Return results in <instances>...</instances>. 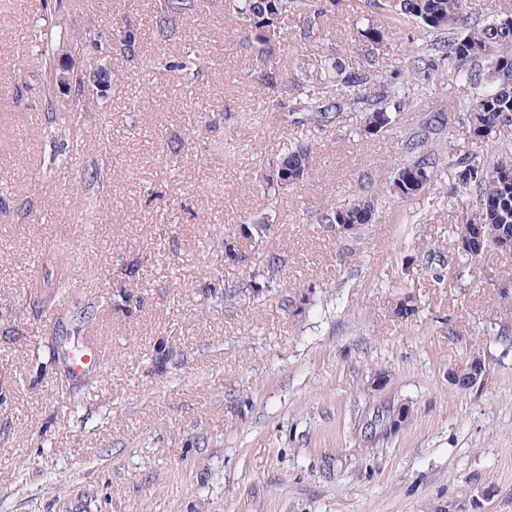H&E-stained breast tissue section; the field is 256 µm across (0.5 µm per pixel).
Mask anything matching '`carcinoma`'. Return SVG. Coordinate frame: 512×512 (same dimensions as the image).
Instances as JSON below:
<instances>
[{"instance_id": "cac0c4a2", "label": "carcinoma", "mask_w": 512, "mask_h": 512, "mask_svg": "<svg viewBox=\"0 0 512 512\" xmlns=\"http://www.w3.org/2000/svg\"><path fill=\"white\" fill-rule=\"evenodd\" d=\"M201 0H157L152 17V33L157 41L169 43L180 38V22L193 17L200 9ZM367 5L386 11L390 18L399 23L415 22L435 32L463 30L459 37H441L433 44L438 60L467 78H484L489 89L484 92L468 110L467 121L473 134L486 138L491 131L506 124H512V18L502 19L481 27L467 25L465 0H368ZM228 6L243 22L241 38L254 53L260 81L269 90L288 89L296 91V101L291 109L299 114L294 123L312 125L316 128L332 126L340 118L344 103L317 97L303 89L298 83L288 84L284 77L288 70L301 69L302 58L288 53L289 44L315 38V29L320 19L331 9L322 0H228ZM301 8L303 20L298 29L288 26V13ZM97 41L114 45L115 50L126 57L138 53L139 40L135 35L127 38L118 33L96 30ZM79 30H61L53 26H39L34 30L35 45L46 41L65 44L80 40ZM201 63V58L187 55V59L167 65L173 79L180 80V72L192 71ZM381 83L378 71L372 67L351 70L340 82L341 96H351L354 109L363 113L364 127L369 133H378L387 128L392 117L382 104L384 91L376 90ZM47 129L52 138L55 159L59 164L72 160L70 144L62 133L63 122L53 102H48ZM436 165V155L424 152L411 164L406 165L393 176L394 192L402 198L419 195L431 181ZM415 170L419 179L405 182L399 179L407 170ZM310 170V147L302 144L286 148L277 163V170L271 182L283 187L282 173L288 172L289 184L302 181ZM454 189L474 190V208L458 227L459 233L474 225L482 230V252L495 249L507 251L512 241V158L505 153L488 164L465 153L453 165ZM103 182L101 171L96 165L85 168L81 204L90 206L94 195L89 187ZM378 200L374 197L354 199L345 206L332 204L324 207L319 223L333 227L337 224H369L375 218ZM43 291L34 296L33 305L43 309L51 308L55 302L72 288L67 255H52L42 264ZM209 297L226 301L231 291L224 288L223 276L217 274L207 285Z\"/></svg>"}]
</instances>
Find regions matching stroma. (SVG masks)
<instances>
[{"mask_svg":"<svg viewBox=\"0 0 512 512\" xmlns=\"http://www.w3.org/2000/svg\"><path fill=\"white\" fill-rule=\"evenodd\" d=\"M155 0H0V512H512V253L463 262L457 228L471 195H452L454 150L489 160L512 149V125L474 139L469 106L485 86L434 69L433 33L395 26L378 8L340 0L306 47L304 88L336 84L386 37L377 68L394 88L393 122L365 132L361 113L326 130L260 117L270 97L253 56L227 32L224 0H203L181 42L151 34ZM72 29L137 33L127 58L93 40L25 52L38 18ZM202 50L195 77L172 83L165 65ZM85 76L95 101L49 93L43 55ZM71 112L83 163L57 165L46 105ZM438 169L403 199L391 177L413 161L406 142L426 115ZM235 142L233 157L215 145ZM311 145L307 178L268 195L287 146ZM107 176L94 207L74 203L83 164ZM379 199L373 223L343 236L317 222L324 204ZM266 224L263 237L242 226ZM224 233L229 261L207 226ZM65 250L75 279L65 302L38 314L44 253ZM278 256L279 287L248 283ZM442 256L441 277L430 258ZM217 270L236 295L207 294ZM132 295L112 307V295ZM413 296L416 313L395 315ZM83 306L99 309L106 369L72 399L53 392L67 364L49 333ZM482 359L484 381L452 388L448 372ZM385 371V390L371 388ZM406 403L410 422L363 440L362 415Z\"/></svg>","mask_w":512,"mask_h":512,"instance_id":"35a3bbf8","label":"stroma"}]
</instances>
